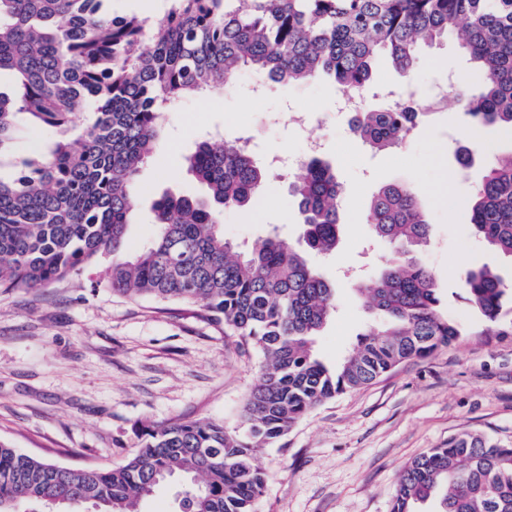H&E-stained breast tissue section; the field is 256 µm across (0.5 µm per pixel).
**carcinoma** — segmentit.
<instances>
[{"label": "carcinoma", "instance_id": "carcinoma-1", "mask_svg": "<svg viewBox=\"0 0 512 512\" xmlns=\"http://www.w3.org/2000/svg\"><path fill=\"white\" fill-rule=\"evenodd\" d=\"M101 2L0 0V75L13 77L11 90L0 91V155L27 126L60 136L18 177L0 179V285L60 283L121 250L136 178L164 131V112L242 71L280 85L324 74L344 92L366 93L379 57L408 75L420 46L455 32L475 64V88L453 96L473 120L470 131L498 125L512 133V0H173L155 20L113 17ZM427 116L382 103L354 113L352 130L383 151ZM185 161L207 195L155 200L152 243L112 261L107 284L132 299L197 306L263 356L238 427L181 418L145 425L136 430L137 451L108 469H72L0 440V512L22 504L141 512L176 475L179 512H254L269 479L259 449L313 407L464 335L442 309L428 267L411 255L429 241L413 185L387 184L371 196V235L393 252L380 274L354 284L374 325L332 370L315 342L335 311L336 288L277 235L237 252L220 229L224 209L249 205L267 171L232 140H201ZM288 192L307 250L332 252L342 194L334 166L308 159ZM469 208L476 236L512 259V152L486 171ZM462 283L487 327L512 318V288L496 270L474 264ZM431 498L436 512H512V446L463 432L413 458L391 512H419Z\"/></svg>", "mask_w": 512, "mask_h": 512}]
</instances>
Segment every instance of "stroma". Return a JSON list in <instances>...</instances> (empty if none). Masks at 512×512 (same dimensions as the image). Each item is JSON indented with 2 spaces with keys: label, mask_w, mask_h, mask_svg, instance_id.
I'll return each mask as SVG.
<instances>
[{
  "label": "stroma",
  "mask_w": 512,
  "mask_h": 512,
  "mask_svg": "<svg viewBox=\"0 0 512 512\" xmlns=\"http://www.w3.org/2000/svg\"><path fill=\"white\" fill-rule=\"evenodd\" d=\"M452 72L461 90H469L467 53L454 37L420 47L408 76L379 58L373 81L413 84L425 93ZM252 80L243 74L224 94L194 96L165 113V134L139 175L145 191L130 216L126 249L136 251L153 238L157 195L205 196L184 165L203 136L249 133L263 164L299 155L306 138L321 139L343 194L340 246L330 256H309L337 288V312L316 341L318 356L333 366L369 328L345 271L378 273L390 253L371 238L370 198L388 183L419 185L431 230L422 260L465 337L316 406L281 441L258 452L270 479L256 512H390L400 471L425 450L465 431L512 445V325L484 334L460 282L470 263L497 267L511 282L512 261L481 244L468 207L459 202L499 155L512 151V136L483 128L472 163L461 166L457 151L470 143V118L452 103L419 126L405 150L375 153L352 134L348 116L334 114L336 89L327 78L275 84L260 99ZM290 104L317 113V120L301 128L272 123V114ZM54 141L51 132H28L0 157V179L11 181L23 160L48 154ZM290 176L288 167L271 166L251 206L224 209L225 238L244 244L274 230L298 245L302 219L288 194ZM111 263V256L98 257L66 283L0 288V439L74 469L122 464L144 424L180 417L236 426L261 364L258 352L243 351L236 337L192 311L163 312L153 300L91 287Z\"/></svg>",
  "instance_id": "1"
}]
</instances>
